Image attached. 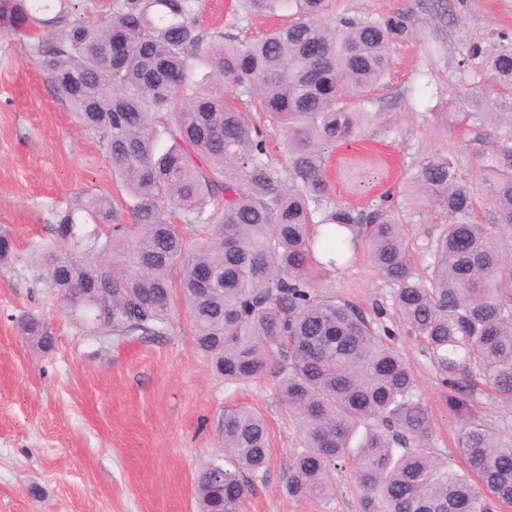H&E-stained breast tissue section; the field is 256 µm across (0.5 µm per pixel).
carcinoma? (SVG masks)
Returning a JSON list of instances; mask_svg holds the SVG:
<instances>
[{"label": "carcinoma", "instance_id": "obj_1", "mask_svg": "<svg viewBox=\"0 0 512 512\" xmlns=\"http://www.w3.org/2000/svg\"><path fill=\"white\" fill-rule=\"evenodd\" d=\"M271 17L294 10L252 41L208 32L198 0H0V31L26 40L33 63L99 138L132 199L135 229L112 224V199L76 198L57 216L50 286L92 330L155 336L182 305L196 349L241 384L275 379L285 409L302 426L303 448L285 479L288 496L324 500L332 473L355 465L361 512H504L512 507V436L473 419L448 395L462 423L460 468L428 450L427 410L414 401L406 357L353 302L319 293L311 274L338 270L365 248L395 286L400 322L421 342L448 387L485 380L512 402V122L476 183L451 154L423 157L409 196L446 218L428 274L414 272L410 245L391 210L327 206L329 152L358 141L377 114L360 104L386 78L401 20L352 15L336 25L333 0H245ZM322 53L312 60L307 49ZM210 84L194 79L199 64ZM463 71L484 97H512V37L492 31L468 43ZM475 100H458L448 120L466 124ZM265 114L284 139L287 164L250 119ZM200 223L186 246L162 216ZM214 271L206 290L201 267ZM37 350L52 328L27 314L16 324ZM224 456L195 476L196 512H240L251 479L265 476V419L244 406L221 422ZM238 492L215 493V473Z\"/></svg>", "mask_w": 512, "mask_h": 512}]
</instances>
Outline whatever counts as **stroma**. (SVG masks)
I'll return each instance as SVG.
<instances>
[{
  "mask_svg": "<svg viewBox=\"0 0 512 512\" xmlns=\"http://www.w3.org/2000/svg\"><path fill=\"white\" fill-rule=\"evenodd\" d=\"M336 16L405 17L391 74L367 102L380 113L361 139L330 156V203L396 212L416 268L429 261L441 233L434 210L410 204L408 176L425 155L457 158L472 180L494 152L512 100L488 103L467 124L443 126L442 113L472 94L456 79L470 40L497 29L512 34V0H335ZM202 28L242 39L273 18L243 13L237 0H201ZM110 197L118 221L132 228V200L94 132L79 126L26 43L0 33V231L15 243L0 269V512H195L194 478L223 456L218 420L225 408L248 406L266 419L271 461L253 481L241 512H360L352 468L336 471L335 494L294 500L282 490L301 446L297 422L284 412L270 376L225 384L196 352L184 312L163 333L87 332L46 281L43 247L55 240V215L77 194ZM319 292L353 300L381 319L390 342L408 358L414 396L433 419L431 450L455 458L459 424L448 412V386L420 342L399 322L394 287L364 251L314 281ZM45 319L55 345L38 352L16 330L25 314ZM478 420L512 434V404L485 384L462 393Z\"/></svg>",
  "mask_w": 512,
  "mask_h": 512,
  "instance_id": "35a3bbf8",
  "label": "stroma"
}]
</instances>
